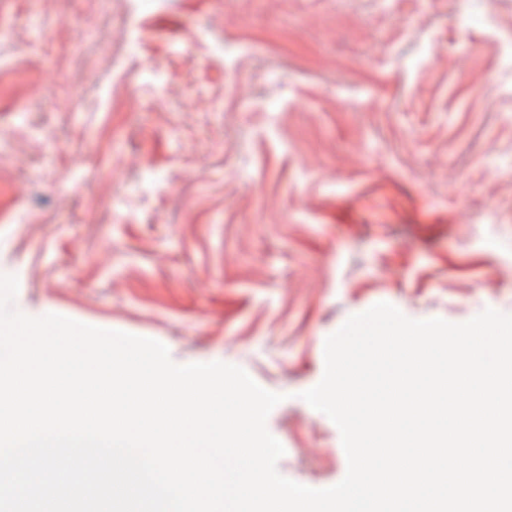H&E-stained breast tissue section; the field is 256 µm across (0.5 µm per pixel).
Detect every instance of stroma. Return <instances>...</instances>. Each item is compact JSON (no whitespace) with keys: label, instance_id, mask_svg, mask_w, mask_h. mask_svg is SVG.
<instances>
[{"label":"stroma","instance_id":"35a3bbf8","mask_svg":"<svg viewBox=\"0 0 512 512\" xmlns=\"http://www.w3.org/2000/svg\"><path fill=\"white\" fill-rule=\"evenodd\" d=\"M0 77L16 308L243 368L288 479L351 315L512 314V0H0Z\"/></svg>","mask_w":512,"mask_h":512}]
</instances>
